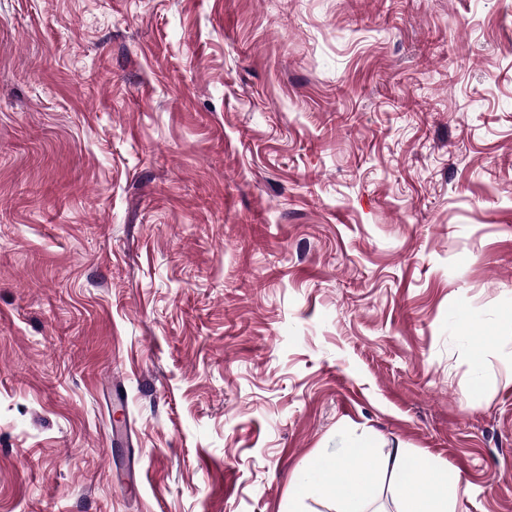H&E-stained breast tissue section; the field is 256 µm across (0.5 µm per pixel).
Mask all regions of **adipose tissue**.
Here are the masks:
<instances>
[{"label":"adipose tissue","instance_id":"obj_1","mask_svg":"<svg viewBox=\"0 0 512 512\" xmlns=\"http://www.w3.org/2000/svg\"><path fill=\"white\" fill-rule=\"evenodd\" d=\"M391 471L401 472L410 490L402 512H449L448 504L461 492L447 474L432 470L423 458L407 460L402 454L387 458ZM379 465L368 456V444L352 440L342 456L318 459L313 474L305 475L304 490L341 501L340 512H368L367 504Z\"/></svg>","mask_w":512,"mask_h":512}]
</instances>
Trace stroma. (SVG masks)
Segmentation results:
<instances>
[{"mask_svg":"<svg viewBox=\"0 0 512 512\" xmlns=\"http://www.w3.org/2000/svg\"><path fill=\"white\" fill-rule=\"evenodd\" d=\"M356 437L512 512V0H0V512Z\"/></svg>","mask_w":512,"mask_h":512,"instance_id":"35a3bbf8","label":"stroma"}]
</instances>
